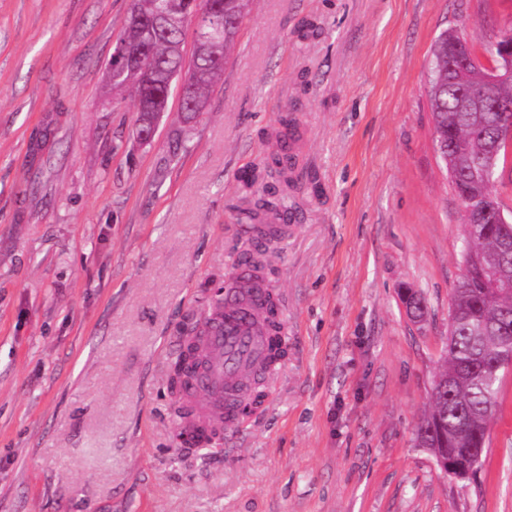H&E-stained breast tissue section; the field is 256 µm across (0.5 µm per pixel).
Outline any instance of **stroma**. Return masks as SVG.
I'll use <instances>...</instances> for the list:
<instances>
[{"instance_id":"obj_1","label":"stroma","mask_w":512,"mask_h":512,"mask_svg":"<svg viewBox=\"0 0 512 512\" xmlns=\"http://www.w3.org/2000/svg\"><path fill=\"white\" fill-rule=\"evenodd\" d=\"M130 7L0 0V512H512V371L471 479L415 438L462 246L431 49L451 26L495 42L512 0H253L204 112L184 122L172 85L148 143L107 77ZM286 113L322 187L291 190L269 258L288 358L261 411L187 450L169 365Z\"/></svg>"}]
</instances>
